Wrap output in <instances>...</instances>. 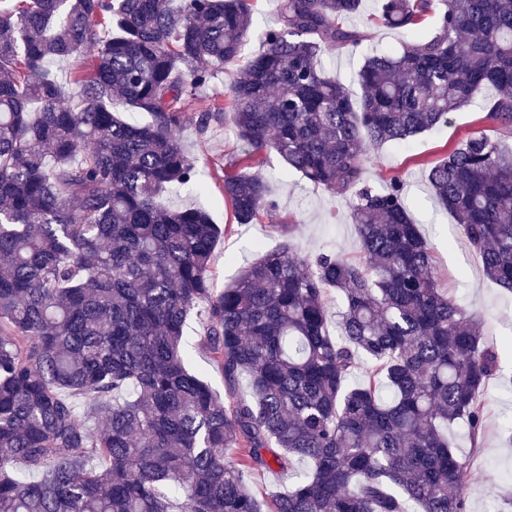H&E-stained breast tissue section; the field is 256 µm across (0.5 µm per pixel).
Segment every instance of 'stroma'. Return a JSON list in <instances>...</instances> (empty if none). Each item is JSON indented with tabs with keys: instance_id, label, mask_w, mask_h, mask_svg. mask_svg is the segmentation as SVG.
I'll list each match as a JSON object with an SVG mask.
<instances>
[{
	"instance_id": "stroma-1",
	"label": "stroma",
	"mask_w": 512,
	"mask_h": 512,
	"mask_svg": "<svg viewBox=\"0 0 512 512\" xmlns=\"http://www.w3.org/2000/svg\"><path fill=\"white\" fill-rule=\"evenodd\" d=\"M377 0H364L360 16L348 20V27L366 33L356 50H329L322 57L325 69L352 94H359L356 73L366 55L397 46L405 40L403 31L391 29L377 19ZM241 66L225 65L197 92L192 110L206 106L229 107L231 86ZM484 95L464 109L452 113L446 127L422 134L406 146L387 145L372 150L363 171L365 184L383 187L391 177L404 184L405 202L423 236L434 247L435 274L443 288L475 312L485 338L498 347L499 371L485 388L486 409L480 447H472L463 424L452 425L448 439L456 452L470 463V475L462 488L467 512H505L512 497V443L504 429L512 421V292L485 278L481 260L460 233L453 216L430 195L426 170L439 161L448 146L466 139L477 128L486 127ZM180 142L194 160L205 191L194 188L173 191L167 205L206 209L223 235L212 258L215 288L232 285L240 269L256 260L259 249L276 247L283 239L282 226L294 222L291 238L298 255L316 257L322 252L356 256L358 239L351 210V197L313 186L300 173L288 168L276 153L265 154L259 173L269 183L276 203L260 223L240 227L224 203L221 177L246 145L236 133L232 118L199 132L194 122L179 131Z\"/></svg>"
}]
</instances>
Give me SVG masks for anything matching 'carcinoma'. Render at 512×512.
<instances>
[{"label": "carcinoma", "instance_id": "obj_1", "mask_svg": "<svg viewBox=\"0 0 512 512\" xmlns=\"http://www.w3.org/2000/svg\"><path fill=\"white\" fill-rule=\"evenodd\" d=\"M255 2L0 0V512H466L469 462L448 426L478 445L498 352L439 287L401 180L361 178L371 149L492 88L498 136L473 130L427 181L512 291V0H380L408 39L364 59L356 98L318 59L364 40L344 27L363 0H280L232 87L239 163L274 151L317 187L355 191L359 251L311 261L288 240L217 292L221 228L161 197L200 184L178 131L224 112L185 107L239 60ZM68 59L89 66L73 92L54 71ZM222 191L241 225L275 206L255 173L224 174ZM199 305L223 398L186 367ZM297 462L310 468L293 486L257 496L252 475Z\"/></svg>", "mask_w": 512, "mask_h": 512}]
</instances>
